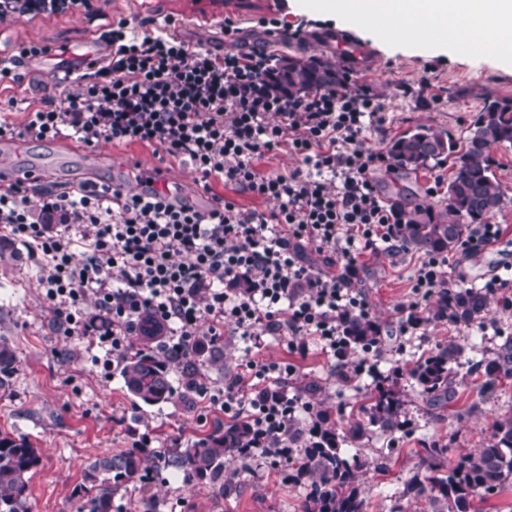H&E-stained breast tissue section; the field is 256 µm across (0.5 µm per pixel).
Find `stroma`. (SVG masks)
<instances>
[{
	"mask_svg": "<svg viewBox=\"0 0 512 512\" xmlns=\"http://www.w3.org/2000/svg\"><path fill=\"white\" fill-rule=\"evenodd\" d=\"M96 12L79 10L50 17H23L0 24V32L13 39L45 43L54 52L78 48L90 35L107 40L113 21L127 19L136 30L152 29L156 19H175L181 39L220 53L225 49L223 25L232 18L239 28V41L248 47H266L269 53L288 57L305 51L318 32L343 27V20L320 12L302 0H96ZM276 18L289 28L307 32L301 43L270 40L261 19ZM359 41L371 45V61L354 72L350 91L370 88L384 106L388 120L384 129L367 132L368 145L386 151L389 142L418 125L460 134L483 106V91L512 98V67L491 56L460 55L408 42H381L365 29H355ZM96 154L97 180H131L132 161L143 166H161L162 181L192 195L198 178L194 169L179 162L161 161L153 148L133 144L118 147L99 143L89 148L60 139L38 141L27 137L0 141V156H7L14 169L32 173L40 185L76 184L86 177L85 158ZM494 172L502 185L506 204L494 221L502 237L494 249L459 251L449 255L452 278L482 286L499 265L512 262V148L492 152ZM455 167L445 161L431 169L401 179L393 169L377 168L371 177L379 191L396 184L405 190L402 207L417 205L442 208L443 193L429 194L435 180L449 181ZM417 254L408 251L365 253L358 257L360 292L369 303L374 319L389 329L380 351L370 361L378 375H393L396 359H417L436 345L451 341L465 345L471 361L487 356L496 334L512 335V311L493 306L494 329L473 327L455 330L447 324L422 326L400 336L397 321L413 301L411 278L418 264ZM0 335L8 337L16 349L19 365L8 392H0V431L24 435L37 448L40 463L30 481L31 512H76L73 497L89 461L128 447L145 432L155 437V454L165 455L177 443L208 434L224 422L222 413L208 405L207 396L196 398L194 407L180 397L156 406H136L123 389L118 370L102 373L94 360L101 351L88 339L64 334L62 326L38 280V270L27 254L0 240ZM262 356L269 361L294 364L292 383L321 379L324 389L315 406L334 411L351 410L363 402L373 387V377L365 375L344 384L335 375L337 361L310 344L306 357L289 353L278 338H270ZM244 345L239 337L225 333L212 356L199 366L207 385L232 381L245 363ZM479 373L469 374L457 387L455 404L435 418L427 414L417 384L409 377L398 378L411 433L399 442L373 434L357 447L358 452L380 459L383 470L368 472L360 481L364 512H431L427 498L401 499L406 481L423 473L420 451L425 440L448 443V463L489 438L496 420L512 415V379L500 381L490 397H482ZM149 489L128 486L113 501L112 512H144L146 501L163 503L162 512H303L311 490L310 478L284 482L256 461L233 462L224 476L234 485L231 494L220 496L204 484H190L176 472L162 467L152 470Z\"/></svg>",
	"mask_w": 512,
	"mask_h": 512,
	"instance_id": "1",
	"label": "stroma"
}]
</instances>
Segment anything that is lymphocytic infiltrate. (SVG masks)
<instances>
[{
    "label": "lymphocytic infiltrate",
    "mask_w": 512,
    "mask_h": 512,
    "mask_svg": "<svg viewBox=\"0 0 512 512\" xmlns=\"http://www.w3.org/2000/svg\"><path fill=\"white\" fill-rule=\"evenodd\" d=\"M224 22L223 54L171 34H138L126 19L109 31L112 58L90 64L57 94L30 109L24 124L0 106V141L69 138L141 144L190 164L209 197L199 207L174 198L147 178L145 195L109 183H84L32 193L19 180L0 190V238L24 248L47 300L70 336L92 337L105 354L103 371L130 354L131 336L152 320L163 330L157 349L171 362L195 347H214L232 329L250 358L236 381L213 387L210 405L252 430L251 458L278 471L292 456L289 421L312 408L289 396L279 376L291 364L261 359L266 339L284 337L306 354L310 342L343 357V315L370 307L355 288L358 256L397 250L398 209L382 199L370 172L391 167L365 134L385 123L369 91L328 87L288 96L273 86V63L260 50L237 45ZM45 44L0 46V87L20 84L19 65L50 53ZM288 149L299 161L285 173L259 169ZM272 200L266 211L244 209L215 184ZM313 247L340 272L327 277L306 264ZM448 259H420L412 280L418 302L455 288ZM96 312L85 316L82 307Z\"/></svg>",
    "instance_id": "f902f5d3"
}]
</instances>
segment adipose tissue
<instances>
[{"label":"adipose tissue","mask_w":512,"mask_h":512,"mask_svg":"<svg viewBox=\"0 0 512 512\" xmlns=\"http://www.w3.org/2000/svg\"><path fill=\"white\" fill-rule=\"evenodd\" d=\"M323 11L363 23L379 12L404 40L460 54H490L512 65V0H318Z\"/></svg>","instance_id":"adipose-tissue-1"}]
</instances>
